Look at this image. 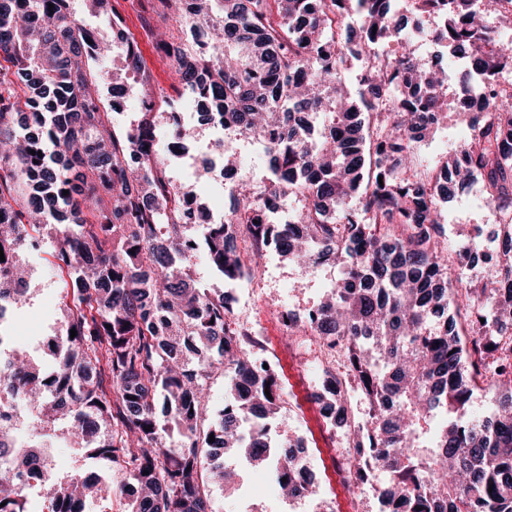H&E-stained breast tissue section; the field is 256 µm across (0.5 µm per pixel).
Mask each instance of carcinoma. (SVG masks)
I'll list each match as a JSON object with an SVG mask.
<instances>
[{
    "instance_id": "cac0c4a2",
    "label": "carcinoma",
    "mask_w": 512,
    "mask_h": 512,
    "mask_svg": "<svg viewBox=\"0 0 512 512\" xmlns=\"http://www.w3.org/2000/svg\"><path fill=\"white\" fill-rule=\"evenodd\" d=\"M158 2L206 30L196 56L165 33L158 44L183 92L200 96L202 120L220 112L271 154L260 184L233 196L224 223L206 225L213 269L226 281L251 276L271 249L302 270L343 264L302 331L342 343L346 376L369 404L354 440L371 462H353L355 481L389 474L382 512H512V233L480 284L448 276L479 255L448 249L441 223L455 190L478 181L512 230V93L495 82L512 45L486 50L484 22L512 17V0H411L416 30L440 17L434 40L467 61L457 99H481L466 142L442 162V183L414 150L444 114L445 69L405 48L378 54L381 42L402 43L394 0ZM89 8L122 25L111 0ZM351 14L362 16L357 30L344 24ZM111 50L68 0H0V317L29 299L25 254L43 241L68 274L62 325L46 342L53 363L0 351V512H28L34 472L47 512L128 487V512H212L209 485L228 481L212 461L231 451L268 464L265 426L245 435L236 420L278 412V377L251 370L254 330H227L224 295L188 282L199 243L181 186L153 150L158 113L119 134L102 108L110 73L96 63ZM350 58L360 62L355 97L343 79ZM125 68L156 102L129 42ZM288 197L299 203L294 223H269L272 200ZM68 215L62 228L47 224ZM218 373L234 398L214 416L206 390ZM478 386L491 407L468 418ZM63 420L121 480L58 476L47 448ZM300 447L299 438L275 447V478L290 496H314V478L294 481Z\"/></svg>"
}]
</instances>
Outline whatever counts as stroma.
<instances>
[{
  "label": "stroma",
  "instance_id": "35a3bbf8",
  "mask_svg": "<svg viewBox=\"0 0 512 512\" xmlns=\"http://www.w3.org/2000/svg\"><path fill=\"white\" fill-rule=\"evenodd\" d=\"M112 8L123 20L126 41H133L137 46L141 70L148 76L156 95L183 101L182 88L156 45L155 34L160 28L156 0H112ZM467 133L464 109L459 103H452L447 119L437 125L431 136L418 143L416 160L430 167L439 165L448 150L458 147ZM443 209L447 217L448 245L453 249L465 246L467 227L475 225L486 232L496 227V215L484 199L480 186L466 188L444 204ZM28 261L31 268L30 299L25 306L15 310L11 332L16 338L17 349L44 360L48 354L42 341L57 331L62 320V274L54 267L48 250L30 254ZM340 275L341 266L333 261L303 274L288 259L270 252L249 290V307L242 320L254 326L267 343H281L284 337L281 312L305 316L323 300ZM318 355L319 344L311 337L303 346L283 351L275 372L281 383L284 404L270 426L276 439L302 438L308 450V464L320 485L317 499L324 503L334 497L327 471L334 466L341 443L333 439L323 447L318 441L323 417L309 396L313 385L321 379ZM293 365L304 374L305 395L301 398L295 395L288 382V371ZM52 455L56 469L62 475L94 473L106 477L113 472L110 463L92 457L66 436L55 439ZM224 464L237 470L239 484L230 489L219 484L212 486L214 512H311L306 503L289 508L287 500L270 480L268 469L245 465L232 454L225 456Z\"/></svg>",
  "mask_w": 512,
  "mask_h": 512
}]
</instances>
